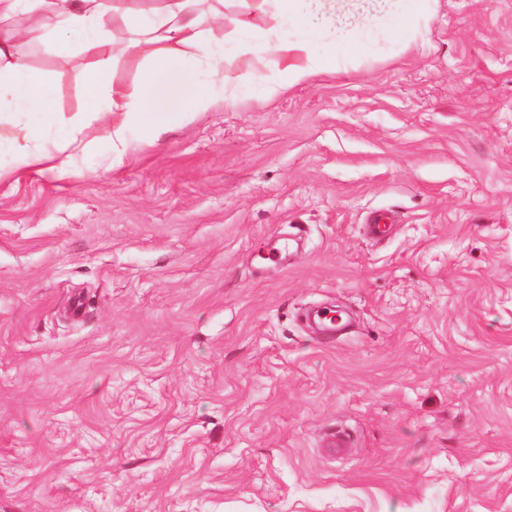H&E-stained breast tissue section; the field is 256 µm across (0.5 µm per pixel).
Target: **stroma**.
Returning a JSON list of instances; mask_svg holds the SVG:
<instances>
[{"instance_id": "1", "label": "stroma", "mask_w": 512, "mask_h": 512, "mask_svg": "<svg viewBox=\"0 0 512 512\" xmlns=\"http://www.w3.org/2000/svg\"><path fill=\"white\" fill-rule=\"evenodd\" d=\"M242 21L277 18L226 0L216 41ZM19 52L84 114L86 56ZM16 119L0 512H512V0H437L399 56L195 113L119 161L87 118L95 149L20 166ZM376 210L396 222L371 240ZM319 305L353 328L312 330Z\"/></svg>"}]
</instances>
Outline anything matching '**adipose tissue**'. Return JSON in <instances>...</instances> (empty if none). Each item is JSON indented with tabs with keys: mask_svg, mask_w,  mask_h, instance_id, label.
Segmentation results:
<instances>
[{
	"mask_svg": "<svg viewBox=\"0 0 512 512\" xmlns=\"http://www.w3.org/2000/svg\"><path fill=\"white\" fill-rule=\"evenodd\" d=\"M434 0H273L277 26L267 32L250 25L238 27L230 45L213 37L224 17V0H140L119 7L114 0H0V104L25 116L11 145L22 165L43 172L56 167L43 137L46 130L62 131L65 147L81 148V120H64L57 112L51 83L32 69L17 52L23 40H52L58 53L78 49L88 57L85 92L89 112L108 117L110 141L117 157L131 148L130 129L140 125L152 132L183 124L194 113L217 105L240 104L239 85L226 81L224 69L238 56L262 61L276 57L274 78L264 80L270 94L340 69L356 55L378 48L377 31L385 29L395 42L406 43L424 34ZM32 22L23 30L11 28L18 13ZM118 16L129 45L143 60L139 79L128 86L112 76L115 55L104 34L105 22Z\"/></svg>",
	"mask_w": 512,
	"mask_h": 512,
	"instance_id": "obj_1",
	"label": "adipose tissue"
}]
</instances>
